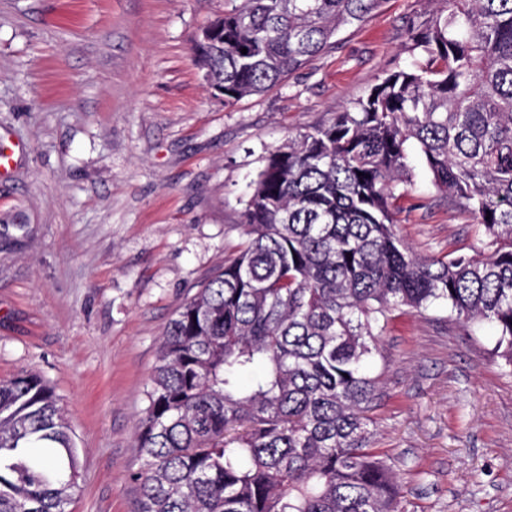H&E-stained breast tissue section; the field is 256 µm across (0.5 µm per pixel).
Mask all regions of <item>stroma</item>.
Here are the masks:
<instances>
[{"instance_id": "obj_1", "label": "stroma", "mask_w": 512, "mask_h": 512, "mask_svg": "<svg viewBox=\"0 0 512 512\" xmlns=\"http://www.w3.org/2000/svg\"><path fill=\"white\" fill-rule=\"evenodd\" d=\"M229 0H0V380L39 373L80 459L68 512H137L136 427L177 310L233 258L251 184L285 139L412 65L442 0H382L260 95L225 105L192 46ZM394 200L421 254L468 251L472 215L417 151ZM492 328L397 311L370 371L373 446L404 512H512V369Z\"/></svg>"}]
</instances>
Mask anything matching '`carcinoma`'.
<instances>
[{"instance_id":"1","label":"carcinoma","mask_w":512,"mask_h":512,"mask_svg":"<svg viewBox=\"0 0 512 512\" xmlns=\"http://www.w3.org/2000/svg\"><path fill=\"white\" fill-rule=\"evenodd\" d=\"M380 3L241 0L195 55L230 106ZM409 39L423 61L269 154L246 243L169 323L136 436L138 512H402L366 415L399 308L491 326L512 368V0H447ZM410 141L474 217L470 252L422 255L398 234ZM78 475L42 377L1 380L0 512H66Z\"/></svg>"}]
</instances>
